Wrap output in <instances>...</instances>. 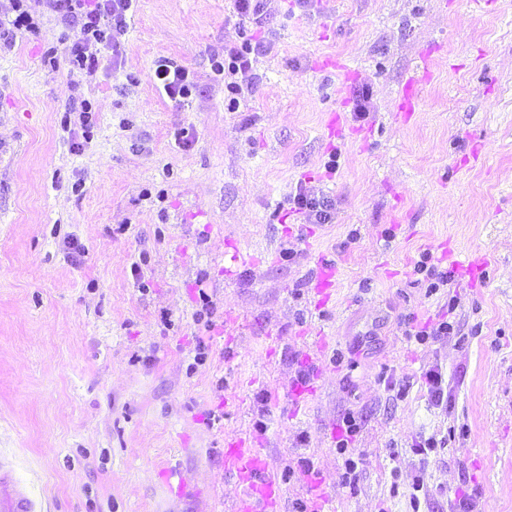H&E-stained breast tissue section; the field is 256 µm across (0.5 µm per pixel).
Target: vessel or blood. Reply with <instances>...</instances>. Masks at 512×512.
Segmentation results:
<instances>
[{"mask_svg":"<svg viewBox=\"0 0 512 512\" xmlns=\"http://www.w3.org/2000/svg\"><path fill=\"white\" fill-rule=\"evenodd\" d=\"M224 461L244 488L238 512H272L285 498V489L254 439L230 440ZM0 512H41L38 500L17 477L11 462L0 460Z\"/></svg>","mask_w":512,"mask_h":512,"instance_id":"b4317fda","label":"vessel or blood"}]
</instances>
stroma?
<instances>
[{"mask_svg": "<svg viewBox=\"0 0 512 512\" xmlns=\"http://www.w3.org/2000/svg\"><path fill=\"white\" fill-rule=\"evenodd\" d=\"M26 7L34 31L0 46V452L44 508L234 512L224 441L250 435L279 512L323 491L335 512H512V0H266L273 49L232 108L212 70L252 28L232 0H138L124 73L91 77L44 64L79 32ZM160 57L194 73L188 102L157 90ZM74 99L89 129L63 125ZM302 187L332 223L291 208ZM425 254L488 271L433 290ZM422 435L444 442L424 464ZM294 211L301 214L308 224L332 223L335 204L333 200L324 194L301 189L291 200Z\"/></svg>", "mask_w": 512, "mask_h": 512, "instance_id": "obj_1", "label": "stroma"}]
</instances>
